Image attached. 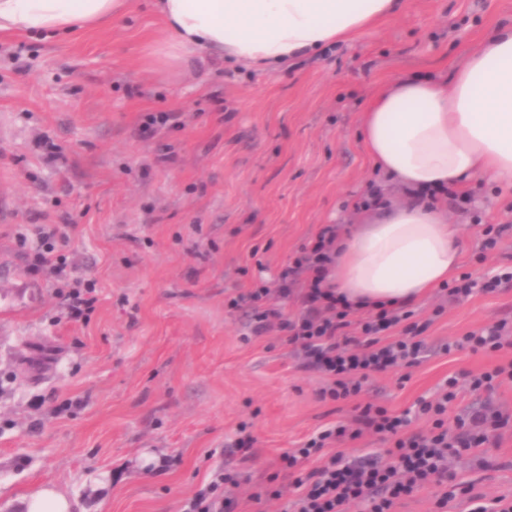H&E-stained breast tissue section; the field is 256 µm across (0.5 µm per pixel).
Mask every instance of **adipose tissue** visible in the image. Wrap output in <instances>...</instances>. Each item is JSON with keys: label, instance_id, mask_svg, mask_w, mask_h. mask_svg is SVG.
I'll return each instance as SVG.
<instances>
[{"label": "adipose tissue", "instance_id": "adipose-tissue-1", "mask_svg": "<svg viewBox=\"0 0 512 512\" xmlns=\"http://www.w3.org/2000/svg\"><path fill=\"white\" fill-rule=\"evenodd\" d=\"M167 38L164 62L193 65L218 51L234 64L274 72L342 43L404 0H154ZM128 0H0V31L58 33L119 19ZM375 169L402 185L341 241L332 278L359 310L417 304L456 271L460 252L430 188L474 180L512 185V22L469 50L446 81L400 77L377 89L359 115Z\"/></svg>", "mask_w": 512, "mask_h": 512}]
</instances>
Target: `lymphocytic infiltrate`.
Wrapping results in <instances>:
<instances>
[{
    "label": "lymphocytic infiltrate",
    "instance_id": "lymphocytic-infiltrate-1",
    "mask_svg": "<svg viewBox=\"0 0 512 512\" xmlns=\"http://www.w3.org/2000/svg\"><path fill=\"white\" fill-rule=\"evenodd\" d=\"M340 227L322 225L312 241L283 265L272 283L238 294L230 304L248 308L254 335L284 334L303 369L321 374L326 384L320 399L344 401L359 396L370 373L418 363L425 348L419 327L400 332L407 314L380 308L362 320L338 296L330 282L336 262ZM295 299L299 312L288 317L281 303ZM512 342V322L500 320L479 332H469L443 345V352L468 348L500 350ZM459 397V380L451 376L436 396L420 401L416 412L394 414L371 403L345 423L331 425L301 447L285 451L281 461L292 474V512H349L363 501L368 512H396L399 501L431 483L454 479L453 460L469 459L484 467L488 445L498 444L500 432L512 424V411L487 401L447 426L448 411ZM431 421L427 430L407 433L412 418ZM371 433L391 441L386 457H352L338 447ZM317 466H310V459ZM237 473L217 469L212 480L184 505L183 512H236Z\"/></svg>",
    "mask_w": 512,
    "mask_h": 512
}]
</instances>
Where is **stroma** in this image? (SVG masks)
<instances>
[{"label":"stroma","mask_w":512,"mask_h":512,"mask_svg":"<svg viewBox=\"0 0 512 512\" xmlns=\"http://www.w3.org/2000/svg\"><path fill=\"white\" fill-rule=\"evenodd\" d=\"M512 18V0H406L397 14L314 59L274 73L204 54L193 71L158 62L166 31L151 0L127 15L42 39L0 32V512L51 484L88 512H182L217 468L241 475L237 512H285L281 454L343 421L355 401H322L283 336L252 335L228 300L270 282L320 225L352 234L355 205L388 186L358 136L378 86L441 79L466 48ZM177 112L179 124L147 126ZM394 201L402 189L388 186ZM456 277L512 268V190L474 183L449 201ZM67 225L59 275L30 273L33 227ZM508 225L496 249L487 225ZM95 281L84 318L60 292ZM424 361L371 375L362 401L400 413L457 376L454 414L476 400L470 375L512 347L445 355L454 337L512 321V286L449 303L434 289L409 309ZM247 423L249 453L234 448ZM481 487L512 495V428L488 449Z\"/></svg>","instance_id":"stroma-1"}]
</instances>
